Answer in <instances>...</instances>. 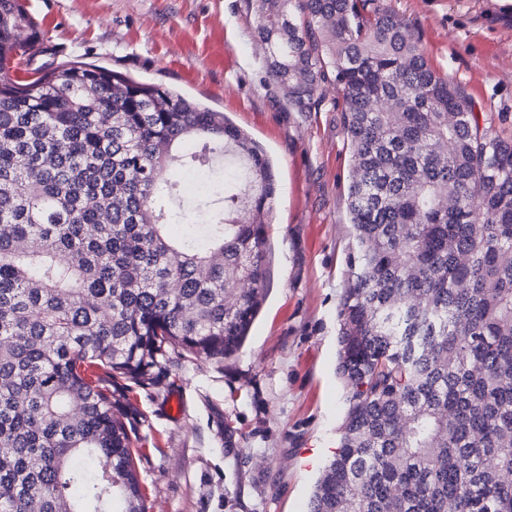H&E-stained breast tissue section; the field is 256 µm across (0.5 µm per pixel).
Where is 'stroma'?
Wrapping results in <instances>:
<instances>
[{
    "label": "stroma",
    "instance_id": "35a3bbf8",
    "mask_svg": "<svg viewBox=\"0 0 512 512\" xmlns=\"http://www.w3.org/2000/svg\"><path fill=\"white\" fill-rule=\"evenodd\" d=\"M427 62L512 138V13L495 0H380ZM54 66L79 60L223 112L267 152L276 196L265 301L216 363L172 353L156 384L118 380L146 512H307L346 411L336 307L349 247L350 154L332 84L311 111L265 81L251 0H28Z\"/></svg>",
    "mask_w": 512,
    "mask_h": 512
}]
</instances>
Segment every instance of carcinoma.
Segmentation results:
<instances>
[{
  "label": "carcinoma",
  "mask_w": 512,
  "mask_h": 512,
  "mask_svg": "<svg viewBox=\"0 0 512 512\" xmlns=\"http://www.w3.org/2000/svg\"><path fill=\"white\" fill-rule=\"evenodd\" d=\"M254 9L267 82L308 112L333 81L350 153L348 408L309 512H512V140L377 0ZM41 43L0 0V512H146L112 383L242 346L275 178L164 86L82 61L12 78Z\"/></svg>",
  "instance_id": "obj_1"
}]
</instances>
